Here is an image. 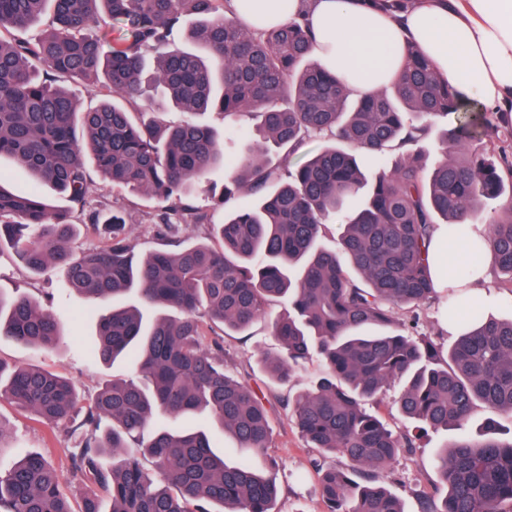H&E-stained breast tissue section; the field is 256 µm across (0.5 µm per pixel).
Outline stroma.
Segmentation results:
<instances>
[{"label": "stroma", "instance_id": "obj_1", "mask_svg": "<svg viewBox=\"0 0 512 512\" xmlns=\"http://www.w3.org/2000/svg\"><path fill=\"white\" fill-rule=\"evenodd\" d=\"M93 199H104L108 205L127 214L131 238L138 251L149 252L160 248L155 236L159 222L156 203L141 194L125 191L93 192ZM0 293L8 296L25 295L55 312L60 320L61 344L53 349L30 347L11 340L0 339V361L9 365L39 367L61 371L72 378L82 402L91 401L100 387L115 378L136 376L138 365L126 356L109 363L90 356L89 347L97 338L98 321L111 309V302L92 303L87 299L63 292L60 278L44 279L31 276L19 264L11 250L0 251ZM277 348L266 321L255 323L246 333H231L224 337V369L234 378L248 382L264 395L271 410L272 434L267 455H258L238 447L236 442L220 431L212 436L226 462L245 464L256 469L266 466L267 457H274L279 465L278 478L282 495L275 505L276 512H324L318 491L319 477L311 465L314 455L283 409L282 388L267 385L262 372L260 355ZM0 421L11 428L7 448L1 457L15 461L33 451L47 455L60 473L67 492L76 494L80 488L71 480L65 450L73 443L69 426L55 430L45 428L33 413L12 404L0 403ZM453 432L439 431L424 437L412 455L400 456L392 464L393 479L389 486L403 502L405 512H420L417 491L434 492L440 480L435 469V455Z\"/></svg>", "mask_w": 512, "mask_h": 512}]
</instances>
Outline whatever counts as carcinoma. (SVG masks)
Listing matches in <instances>:
<instances>
[{
    "mask_svg": "<svg viewBox=\"0 0 512 512\" xmlns=\"http://www.w3.org/2000/svg\"><path fill=\"white\" fill-rule=\"evenodd\" d=\"M51 19L38 36L48 4ZM230 0H0V156L26 167L36 187L16 196L0 187V250L11 249L34 275L63 274V290L112 300L92 355L134 354L140 378L114 379L85 407L63 375L0 364V401L30 411L53 429L82 412L66 449L84 492L74 503L40 452L0 466V512H272L276 479L230 465L205 429L177 427L205 413L242 448L263 451L270 411L248 384L224 371L222 335L269 318L279 349L261 354L268 376L286 384L312 354L327 373L286 401L302 436L327 512H405L382 485L411 432H396L367 404L402 384L401 414L423 431L456 430L435 466L445 495L423 497L421 512H512V429L489 421L471 434L477 408L512 416V317L448 294L447 314L464 308V332L445 351L438 340L396 322L394 308L439 299L429 246L446 224L449 239L483 200L490 264L512 285V123H493L461 101L417 48L367 96L312 60L313 34L296 20L272 28L241 22ZM111 28L91 33L102 13ZM187 29L189 48L168 47ZM157 52L148 67L143 50ZM102 84L93 107H79L62 82ZM187 118L166 119L169 107ZM216 108L225 134L194 117ZM251 116L253 125H235ZM441 119L443 158L427 167L414 150ZM328 139L287 171L275 190L274 152L295 153L305 138ZM229 167L221 241L186 243L184 224H204L195 194L209 172ZM112 190L143 193L164 205L163 247L137 257L117 210L92 206L93 174ZM64 195L68 212L40 186ZM88 213L104 247L81 255L67 213ZM341 221L336 249L320 245ZM137 294L139 305L120 302ZM288 301V313L269 316ZM162 310L146 321L144 312ZM61 336L56 315L23 295L0 294V337L44 348ZM162 413L172 426L149 431ZM146 454L127 455L130 443ZM112 454V465L104 463ZM339 455L343 466L326 459Z\"/></svg>",
    "mask_w": 512,
    "mask_h": 512,
    "instance_id": "obj_1",
    "label": "carcinoma"
}]
</instances>
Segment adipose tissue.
<instances>
[{
	"instance_id": "1",
	"label": "adipose tissue",
	"mask_w": 512,
	"mask_h": 512,
	"mask_svg": "<svg viewBox=\"0 0 512 512\" xmlns=\"http://www.w3.org/2000/svg\"><path fill=\"white\" fill-rule=\"evenodd\" d=\"M307 20L316 35L314 56L326 70L344 79L355 95L384 85L397 70L407 47H418L434 62L463 100L488 112L512 110V0H415L400 18L372 0H253L246 22L271 27L288 19ZM449 246L437 229L431 240L436 287L455 285L454 273L466 267L470 300L495 303L486 288L488 250L475 249L483 236L478 223Z\"/></svg>"
}]
</instances>
